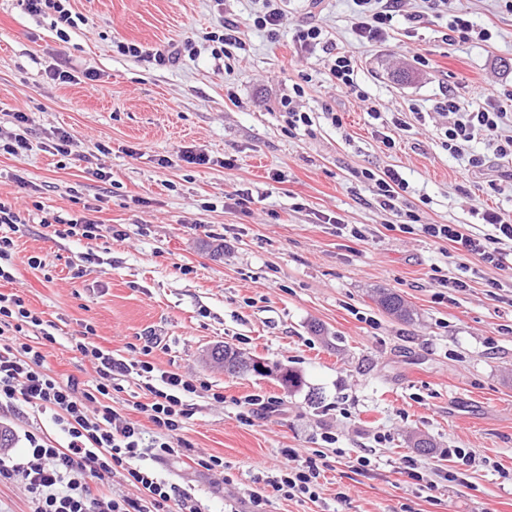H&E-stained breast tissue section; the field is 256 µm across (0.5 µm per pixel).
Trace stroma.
<instances>
[{"label": "stroma", "instance_id": "35a3bbf8", "mask_svg": "<svg viewBox=\"0 0 512 512\" xmlns=\"http://www.w3.org/2000/svg\"><path fill=\"white\" fill-rule=\"evenodd\" d=\"M452 7L491 39L448 41L447 17L425 0H406L421 22L398 20L384 43L354 34L352 0H287L275 37L254 27L256 0H72L84 22L68 29L54 13L0 0V141L17 133L23 112L30 143L20 157L0 151V199L26 218L13 235L14 280L0 281V292L20 293L61 336L93 327L95 343L112 351L155 334L151 362L208 382L192 399L184 449L149 462L194 494L200 512H247L285 448L316 460L320 498L271 492L265 512H512V270L458 264L422 233L388 231L394 217L361 176L397 169L408 183L401 206L424 224L478 229L474 207L512 212V161L470 170L469 155L486 153L485 142L450 154L434 109L450 91L469 106H507L512 10L503 0ZM228 19L240 45L211 39ZM312 22L357 59V92L331 82V55L300 47L297 35ZM187 40L191 50L163 65L117 50ZM53 68L72 70L73 81L51 80ZM402 69L411 81H398ZM287 97L310 125L289 129ZM373 109L405 113L395 148L381 143ZM60 129L76 137L67 156L51 149ZM188 147L210 163L184 161ZM228 157L234 167H224ZM19 175L31 191L17 186ZM87 203L125 240L60 238L41 224L50 213L78 216ZM340 222L370 229L372 240L337 235ZM442 275L472 285L444 294L435 286ZM484 278L503 290L489 293ZM377 288L400 294L413 321L379 308ZM224 344L296 371L301 387L225 374L207 357ZM43 354L59 381L95 375L78 351ZM252 395L275 398L277 411L244 422ZM4 424L16 454L26 433L59 437L22 403L0 407ZM416 434L432 439L431 454L412 448ZM452 448L474 452L475 464L454 463ZM201 453L223 458V472L191 465ZM361 456L370 471L356 470ZM408 457L423 484L397 473Z\"/></svg>", "mask_w": 512, "mask_h": 512}]
</instances>
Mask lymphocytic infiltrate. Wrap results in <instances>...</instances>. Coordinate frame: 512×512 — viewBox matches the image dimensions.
Here are the masks:
<instances>
[{"label":"lymphocytic infiltrate","mask_w":512,"mask_h":512,"mask_svg":"<svg viewBox=\"0 0 512 512\" xmlns=\"http://www.w3.org/2000/svg\"><path fill=\"white\" fill-rule=\"evenodd\" d=\"M353 29L363 41L385 42L394 21L401 16L404 0H353ZM438 114L446 116L444 145L449 153L465 152L477 140L486 141L491 156L512 160V113L499 107H466L455 94L437 102ZM373 182L380 207L399 216V231H421L433 242L447 244L453 259L475 256L502 270L512 268V214L493 209L481 212L488 232L477 233L462 224H419L416 214L402 211L400 200L408 185L399 172L388 168L363 171ZM93 328L74 341L76 350L89 357L95 377L91 382L60 383L43 369L42 346L56 343L53 332L31 310L22 296L0 293V405L24 403L50 416L65 438L53 445L27 434L20 457L0 454V480L21 478L31 495L32 512H199L187 491L162 480L141 466L144 456H171L182 445L180 436L192 416L189 400L203 380L158 369L148 356L158 343L146 339L141 348L127 354L97 346ZM144 378L148 402H135L147 412L157 429L153 438L136 421L108 405L115 380L128 375ZM285 462L268 476L266 484L285 499L317 501L320 470L314 459L300 458L295 449L283 452ZM136 490L135 495H112L113 476Z\"/></svg>","instance_id":"obj_1"}]
</instances>
